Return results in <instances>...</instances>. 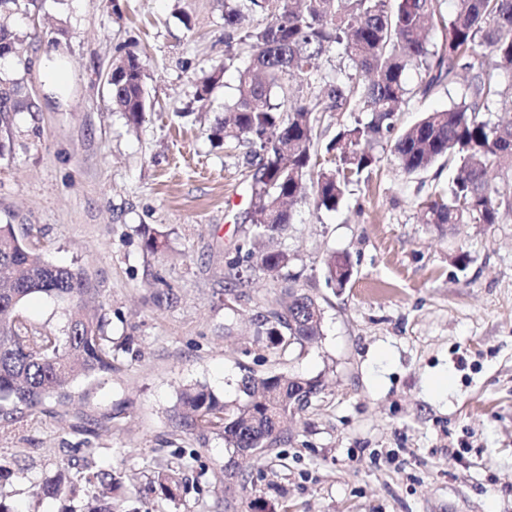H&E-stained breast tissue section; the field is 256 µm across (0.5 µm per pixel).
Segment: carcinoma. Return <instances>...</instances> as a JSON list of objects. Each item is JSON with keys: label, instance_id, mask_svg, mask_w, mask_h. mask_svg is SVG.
<instances>
[{"label": "carcinoma", "instance_id": "obj_1", "mask_svg": "<svg viewBox=\"0 0 512 512\" xmlns=\"http://www.w3.org/2000/svg\"><path fill=\"white\" fill-rule=\"evenodd\" d=\"M0 47L16 64L19 37L3 19L21 10L26 0H0ZM444 0H225L224 31L250 63L239 71L236 94L217 120L214 135L247 144L261 161L251 184L250 221L263 250H248L271 274L288 267V254L273 246L292 221L290 204L309 198L318 210L334 211L348 188L361 181L379 161L376 146L392 142V154L406 174L439 161L455 166L448 188L420 203L426 223L496 224L512 211V190L491 182L495 169H512V121L480 118L497 108L512 112V0H454L451 17ZM441 28L442 42L432 43ZM342 50L348 64L334 75L313 77V61ZM434 82L470 74L461 101L428 112L405 129L398 115L409 100L407 67ZM144 66L129 55L112 72V105L136 125L145 110ZM15 80L0 81V144L13 140V115L32 108L20 97ZM359 112L363 117L336 124V134L320 144L315 129L322 114ZM331 164L319 163L321 154ZM327 282L344 288L352 277L345 253L326 259ZM33 294L67 305L62 335L32 326L18 316ZM98 289L83 271L51 265L19 237L12 224H0V430L51 406L66 413L67 382L75 376L112 374V340L107 321L88 303ZM323 308L317 298L293 288L280 309L255 315V335L277 348L312 343L322 335ZM241 404L230 405L203 385L183 389L172 410L175 426L205 437L213 432L229 448L259 452L229 460L236 475L243 465L273 450L288 432V416L304 410L317 394V383L302 377L247 376ZM85 485L94 489L89 512H114L113 493L120 476L84 464ZM154 490L166 500L178 495L179 469L155 475ZM36 493L62 497L75 493L67 471L37 485Z\"/></svg>", "mask_w": 512, "mask_h": 512}]
</instances>
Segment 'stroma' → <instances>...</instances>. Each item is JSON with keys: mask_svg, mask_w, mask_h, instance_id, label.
<instances>
[{"mask_svg": "<svg viewBox=\"0 0 512 512\" xmlns=\"http://www.w3.org/2000/svg\"><path fill=\"white\" fill-rule=\"evenodd\" d=\"M27 69L0 59L34 111L15 117L0 159V224L51 264L96 283L107 334L122 341L104 378H77L66 415H38L0 432V483L14 512H85L91 492L39 497L38 483L85 458L122 473V512H512V213L496 224L440 232L420 202L447 186L448 168L399 171L389 143L369 179L335 211L302 201L278 246L285 275L256 259L229 262L252 236L253 169L243 146L214 141L247 57L224 38V0H36L15 16ZM64 62L61 90L46 79L51 50ZM145 64L146 110L127 125L107 82L128 55ZM221 79L207 99L196 85ZM411 94L408 127L458 102L467 84L438 82ZM167 236L158 252L147 231ZM348 254L347 288L328 285L325 257ZM324 309L313 345L279 349L254 336L253 315L273 310L287 283ZM28 323L61 330V304L37 294L19 308ZM386 360H379V353ZM298 375L321 392L275 450L224 477L222 437L174 431L179 391L200 383L225 401L243 377ZM443 375L452 385L432 393ZM176 500L151 489L158 459L192 448Z\"/></svg>", "mask_w": 512, "mask_h": 512, "instance_id": "obj_1", "label": "stroma"}]
</instances>
